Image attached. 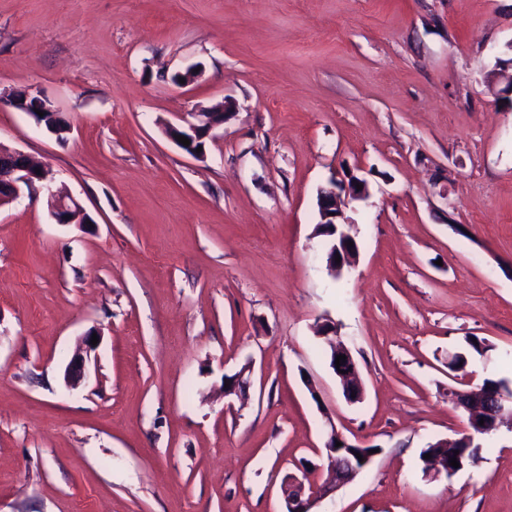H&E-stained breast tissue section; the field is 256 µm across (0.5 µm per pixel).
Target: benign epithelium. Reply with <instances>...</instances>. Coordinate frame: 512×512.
<instances>
[{
    "mask_svg": "<svg viewBox=\"0 0 512 512\" xmlns=\"http://www.w3.org/2000/svg\"><path fill=\"white\" fill-rule=\"evenodd\" d=\"M0 103L15 106L30 116H36L38 110L57 112L51 101L39 91L33 95L10 98L0 96ZM228 108V101H223L214 107L204 111L195 112V121L185 126H169L167 135L172 140L183 136L190 140V145L182 146V149L190 155H197V144L209 136L210 131L221 124L224 120L216 119V115H225ZM362 189H357V186ZM41 188L46 196L52 218L58 224H80L89 221L80 202L70 196H63L52 190L48 174L44 168L33 163L30 158L21 151L11 149L0 144V207H3L19 197L23 189L33 190ZM346 193L354 200L368 198L366 182L357 178H351L348 183L331 180L327 185L318 190V208L320 223L335 225L338 235L335 238L331 257L326 260L327 267L336 275H342L343 269L352 260L355 251L348 245L351 233L349 229L354 224L341 222L342 212L337 206V197L340 193ZM340 262H335V258ZM334 356H346L345 363L340 365L342 372L336 376L342 381L344 392L347 395V402L350 404L360 403L364 400L365 389L360 380L356 362L349 348L338 343L333 344ZM250 367L246 366L233 377L224 378V392L228 394H243L249 389V381L245 378ZM86 376V359L82 355L72 357L65 369V378L70 384L81 382ZM448 396L453 404L467 416L469 428L474 433L485 431L489 428H500L506 426L512 429V391H502L487 400H482L478 391L474 389L448 390ZM330 428L328 440L325 443L326 453L329 459V473L327 478L319 484L305 485L295 476H289L283 482L282 492L285 507L288 512H312V508L324 500L340 487L352 482L357 475L371 463L372 457L365 456L358 459L353 451L354 445L348 443L336 430V425L331 418H326ZM341 446H336V442ZM430 472L435 476L443 475L447 478L455 475L458 468L450 465L446 456H436L429 459Z\"/></svg>",
    "mask_w": 512,
    "mask_h": 512,
    "instance_id": "1",
    "label": "benign epithelium"
}]
</instances>
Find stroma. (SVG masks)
<instances>
[{"mask_svg":"<svg viewBox=\"0 0 512 512\" xmlns=\"http://www.w3.org/2000/svg\"><path fill=\"white\" fill-rule=\"evenodd\" d=\"M510 58L512 0H0V95L71 124L0 105V144L92 218L0 208V512H284L333 427L377 452L314 512H512V430L449 478L420 459L466 430L449 389L512 386ZM224 100L203 155L168 137ZM353 176L337 278L317 191ZM472 336L489 356L449 369ZM26 92H27V94L24 96V98L18 97L17 93L14 96H12L11 98H6V99H4L2 96H0V103L15 106V107L27 112L30 116H32L34 118V120L36 121V123L38 125L43 126L50 134L56 136V139L59 140L57 138V134L53 130L47 128L45 126V124L38 119V117L36 116L37 113L34 111L48 110V111H51L54 113H60V112L57 111V109L51 104V101L48 98H46L44 95H42L41 92L34 91L33 89L26 90ZM30 92H33V95L35 97V100L33 103L31 102V96L28 94ZM333 352H334V367L332 368L336 376L342 381L344 392L347 395V402L351 404L360 403L364 400L365 397V389L360 380L358 369L356 367V362L351 354L349 348H347L344 344L341 343H332ZM339 355H345V363L340 365V370L347 371V374H342L337 371V367L335 364L336 357ZM351 394H355V397H351Z\"/></svg>","mask_w":512,"mask_h":512,"instance_id":"stroma-1","label":"stroma"}]
</instances>
